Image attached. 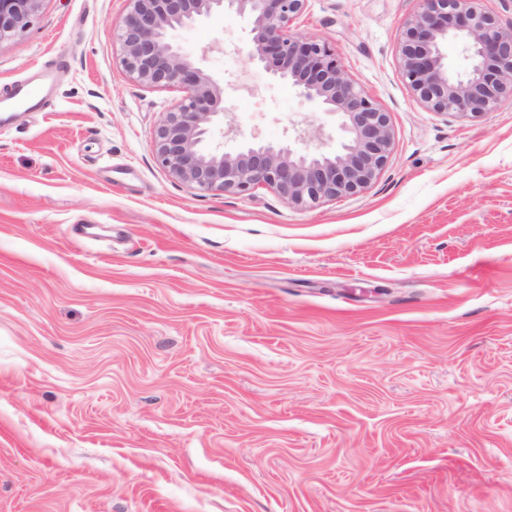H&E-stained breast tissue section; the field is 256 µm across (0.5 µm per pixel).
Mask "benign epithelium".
<instances>
[{"label": "benign epithelium", "mask_w": 512, "mask_h": 512, "mask_svg": "<svg viewBox=\"0 0 512 512\" xmlns=\"http://www.w3.org/2000/svg\"><path fill=\"white\" fill-rule=\"evenodd\" d=\"M41 2L0 0V41L25 28ZM128 2L120 35L126 72L140 84L184 92L155 138L156 156L173 179L223 194L265 185L289 204L309 207L369 187L389 153L388 115L325 43L291 32L306 0ZM224 11L247 18L251 62L272 63L276 79L334 118L343 133L340 148L245 142L227 151L210 143L224 118V85L183 55L170 35ZM450 38L462 42L470 61L463 73L452 71L442 52ZM400 65L413 94L432 112L476 118L512 102V28H504L479 0H416L400 36Z\"/></svg>", "instance_id": "1"}]
</instances>
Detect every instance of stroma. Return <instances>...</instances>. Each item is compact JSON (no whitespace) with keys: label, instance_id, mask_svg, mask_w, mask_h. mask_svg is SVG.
<instances>
[{"label":"stroma","instance_id":"stroma-1","mask_svg":"<svg viewBox=\"0 0 512 512\" xmlns=\"http://www.w3.org/2000/svg\"><path fill=\"white\" fill-rule=\"evenodd\" d=\"M414 0H307L388 115L385 166L314 207L190 188L154 151L183 93L134 82L127 0H42L0 41V512H512V104L426 109ZM216 13L171 39L240 140L341 132ZM46 96V91L43 88H34L29 84L18 86L11 97L17 104L26 107L28 111L39 110L43 104Z\"/></svg>","mask_w":512,"mask_h":512}]
</instances>
